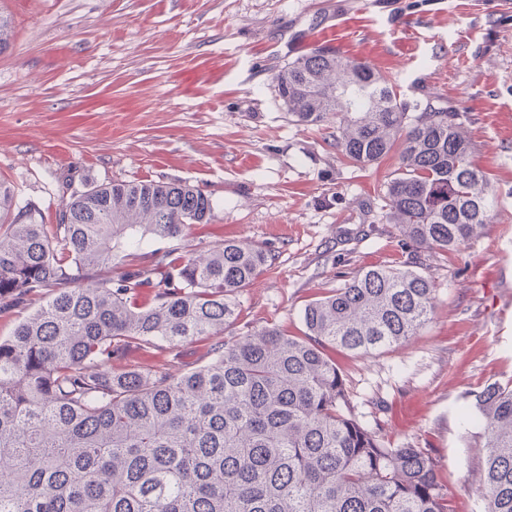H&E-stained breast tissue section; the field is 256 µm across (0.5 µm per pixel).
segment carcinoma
<instances>
[{
	"mask_svg": "<svg viewBox=\"0 0 512 512\" xmlns=\"http://www.w3.org/2000/svg\"><path fill=\"white\" fill-rule=\"evenodd\" d=\"M273 81L293 121L336 119L345 158L394 156L383 195L409 266L311 301L302 337L251 328L174 374L181 347L234 325L236 295L268 254L231 239L189 256L143 251L146 236L176 240L210 220L211 198L187 182L96 185L49 227L0 181V297L39 303L0 341V512H448L428 450L392 448L352 416L326 347L367 356L418 335L434 310L419 253L485 232L495 200L460 113L410 106L387 76L325 47ZM130 348L171 359L113 366ZM474 413L485 512H512V384L486 387Z\"/></svg>",
	"mask_w": 512,
	"mask_h": 512,
	"instance_id": "1",
	"label": "carcinoma"
}]
</instances>
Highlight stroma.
I'll return each instance as SVG.
<instances>
[{"instance_id": "obj_1", "label": "stroma", "mask_w": 512, "mask_h": 512, "mask_svg": "<svg viewBox=\"0 0 512 512\" xmlns=\"http://www.w3.org/2000/svg\"><path fill=\"white\" fill-rule=\"evenodd\" d=\"M0 180L52 224L71 194L182 180L210 223L181 245L258 246L270 270L238 295L244 327L305 332L303 310L362 270L410 257L380 188L336 123L292 121L273 76L326 46L386 74L408 104L466 115L496 205L484 235L425 252L434 313L408 343L332 356L350 411L392 447L427 449L454 512H484L475 396L512 381V0H0Z\"/></svg>"}]
</instances>
